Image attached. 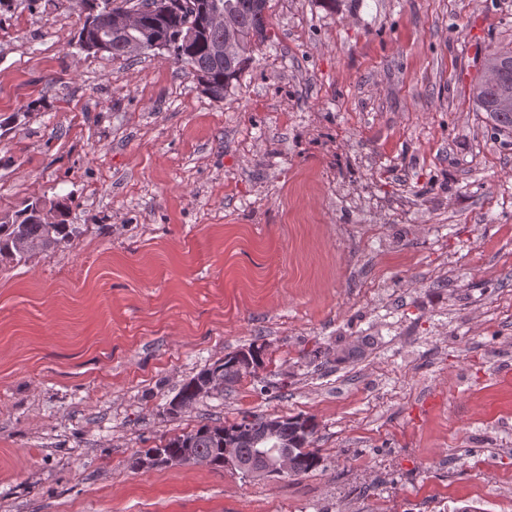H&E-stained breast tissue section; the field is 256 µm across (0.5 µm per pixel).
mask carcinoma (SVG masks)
<instances>
[{"mask_svg":"<svg viewBox=\"0 0 512 512\" xmlns=\"http://www.w3.org/2000/svg\"><path fill=\"white\" fill-rule=\"evenodd\" d=\"M89 5L87 21L79 33L82 48L106 52L114 58L127 57L125 43L130 38H142L143 51L153 49L150 37L160 39L173 64L188 70L202 92L214 101L224 100V94L238 79L251 60L253 47L269 38V0H76ZM212 10H222L237 22L236 46L231 56L216 60L210 53L213 42L223 37L216 27H209L205 16ZM134 12L139 16V29L131 33L108 34L112 15ZM195 36L187 38V31ZM482 69L495 70L499 79L488 84L479 76L471 84L473 102L484 112L498 133L512 135V45L490 46L485 50ZM58 222L45 224L35 215L31 203L14 216L0 221V260L20 263L33 245L43 252L64 248L76 232V226L66 222L70 206L67 201L56 203ZM246 354L255 363L261 362L262 349L250 346L229 353L224 360L201 370L186 381L170 401V410L189 408L200 401L199 388L208 378L224 380L230 389L240 380L243 371L237 354ZM317 424L311 417L282 416L264 418L245 415L229 425L201 423L191 431L175 436L155 448L139 453L135 463L151 469V455L159 453L173 459L196 455L208 460L215 468L224 467L225 448L239 459H251L259 453H288L292 467L287 477H298L315 470L320 464L319 450L313 447Z\"/></svg>","mask_w":512,"mask_h":512,"instance_id":"carcinoma-1","label":"carcinoma"}]
</instances>
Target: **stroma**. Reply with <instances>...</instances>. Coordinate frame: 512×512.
<instances>
[{
	"mask_svg": "<svg viewBox=\"0 0 512 512\" xmlns=\"http://www.w3.org/2000/svg\"><path fill=\"white\" fill-rule=\"evenodd\" d=\"M270 14L216 102L81 49L74 0H0V218L77 228L0 265V512H512V137L469 98L512 0ZM247 413L314 418L318 468L133 465ZM238 354H247L253 362L259 364L261 362L262 349L261 347L250 345L247 349L242 348L227 354L223 361L201 370L196 376L186 381L170 401L171 412H178V410L189 408L203 399L199 397L198 392L200 386L207 378H220L224 380V387L222 390L217 391L218 393H223L224 389H231L236 385L243 373H245L239 367Z\"/></svg>",
	"mask_w": 512,
	"mask_h": 512,
	"instance_id": "obj_1",
	"label": "stroma"
}]
</instances>
